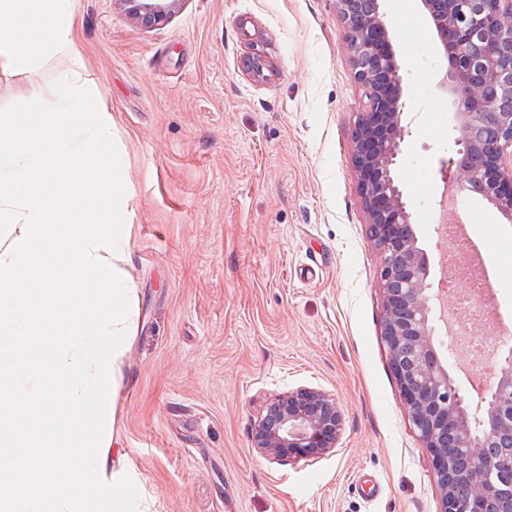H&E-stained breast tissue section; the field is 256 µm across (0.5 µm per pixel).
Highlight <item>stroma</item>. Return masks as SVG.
Segmentation results:
<instances>
[{
    "label": "stroma",
    "instance_id": "obj_1",
    "mask_svg": "<svg viewBox=\"0 0 512 512\" xmlns=\"http://www.w3.org/2000/svg\"><path fill=\"white\" fill-rule=\"evenodd\" d=\"M76 43L112 114L131 224L135 334L112 401L110 461L142 512H442L431 456L405 410L382 331L381 256L368 236L350 134L363 103L333 0H184L146 28L117 0H71ZM411 135L399 160L431 284L442 227L482 249L497 348L512 347V223L479 197L442 213L454 107L420 0H382ZM270 61L253 81L245 57ZM38 74L0 73V109ZM299 387L336 399L319 457L259 455L260 406Z\"/></svg>",
    "mask_w": 512,
    "mask_h": 512
}]
</instances>
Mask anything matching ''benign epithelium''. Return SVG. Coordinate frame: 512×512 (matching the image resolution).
Returning <instances> with one entry per match:
<instances>
[{
    "instance_id": "obj_1",
    "label": "benign epithelium",
    "mask_w": 512,
    "mask_h": 512,
    "mask_svg": "<svg viewBox=\"0 0 512 512\" xmlns=\"http://www.w3.org/2000/svg\"><path fill=\"white\" fill-rule=\"evenodd\" d=\"M141 26L167 21L184 0H116ZM365 104L351 131L352 164L381 255L382 336L411 424L432 456L443 512H512V348L499 354L495 382L477 391L457 385L434 344L433 302L445 288L428 282L412 214L396 169L411 130L404 77L389 45L380 0H334ZM448 61L437 91L456 107L453 151L443 171L460 191L481 196L512 222V0H421ZM343 426L336 399L299 388L266 402L251 429L265 457L320 456L335 447ZM468 461L462 467L459 462ZM466 484V498L456 488Z\"/></svg>"
}]
</instances>
